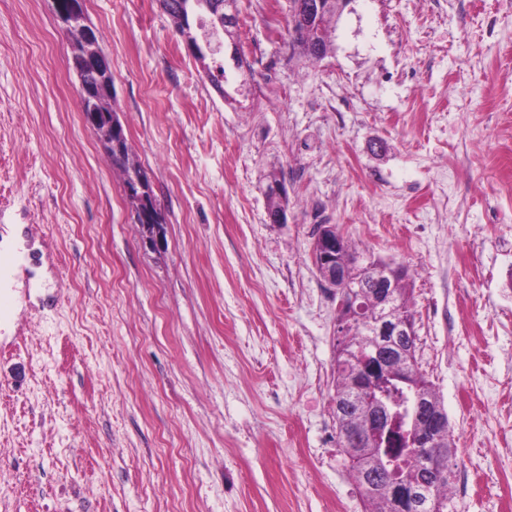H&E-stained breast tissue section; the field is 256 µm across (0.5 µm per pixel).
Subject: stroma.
Wrapping results in <instances>:
<instances>
[{
  "label": "stroma",
  "instance_id": "stroma-1",
  "mask_svg": "<svg viewBox=\"0 0 512 512\" xmlns=\"http://www.w3.org/2000/svg\"><path fill=\"white\" fill-rule=\"evenodd\" d=\"M260 2L219 91L157 0H83L151 243L52 0H0V238L29 266L0 324V512H364L320 224L413 272L469 479L449 512H512V0H355L319 61L290 0Z\"/></svg>",
  "mask_w": 512,
  "mask_h": 512
}]
</instances>
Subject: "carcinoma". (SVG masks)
<instances>
[{
  "mask_svg": "<svg viewBox=\"0 0 512 512\" xmlns=\"http://www.w3.org/2000/svg\"><path fill=\"white\" fill-rule=\"evenodd\" d=\"M169 4L164 12L171 17L175 32L204 51L215 63V70L208 71L210 81L222 89L218 77L224 76V61L218 55L224 52V16L217 11L215 0H158ZM80 54L72 59L78 79L91 87L94 98L81 101L82 111L90 109L100 114L96 129L99 141L112 162L122 169L126 187L137 190L142 173L130 162L125 133L111 134L106 124L112 121V70L97 35L87 46L79 48ZM352 281L350 290L360 296L361 307L352 315L341 318L348 340L342 342L336 356V395L349 393L354 400L336 408V428L340 447L347 456L358 488L367 504L366 512H397L391 493L392 485L400 483L416 492L413 512H448L449 459L456 443L451 428L440 435L432 451L424 453L407 445L403 432L414 427L411 420L397 425L396 430L384 436L376 457L364 460L360 456L359 442L351 429L364 428L375 413L372 400H379L394 410L401 411L420 403L426 413L443 407V402L433 383L421 373L416 362V336L378 339L372 335L380 315V307L373 303L371 294L377 288L374 273L379 267L392 264L380 259L366 258L359 261L350 256ZM397 288L393 289L394 302L408 318H414L409 304L407 266L400 264ZM372 357L385 364L388 372L381 386L373 393L353 387L355 361Z\"/></svg>",
  "mask_w": 512,
  "mask_h": 512,
  "instance_id": "carcinoma-1",
  "label": "carcinoma"
}]
</instances>
